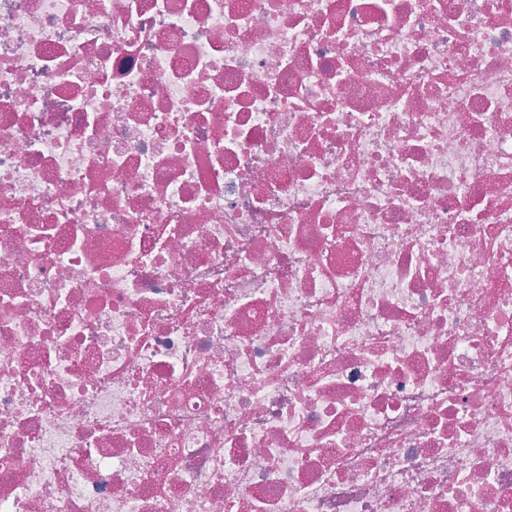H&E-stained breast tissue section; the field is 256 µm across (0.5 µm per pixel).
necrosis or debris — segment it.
<instances>
[{
  "label": "necrosis or debris",
  "instance_id": "necrosis-or-debris-1",
  "mask_svg": "<svg viewBox=\"0 0 512 512\" xmlns=\"http://www.w3.org/2000/svg\"><path fill=\"white\" fill-rule=\"evenodd\" d=\"M0 512H512V0H0Z\"/></svg>",
  "mask_w": 512,
  "mask_h": 512
}]
</instances>
